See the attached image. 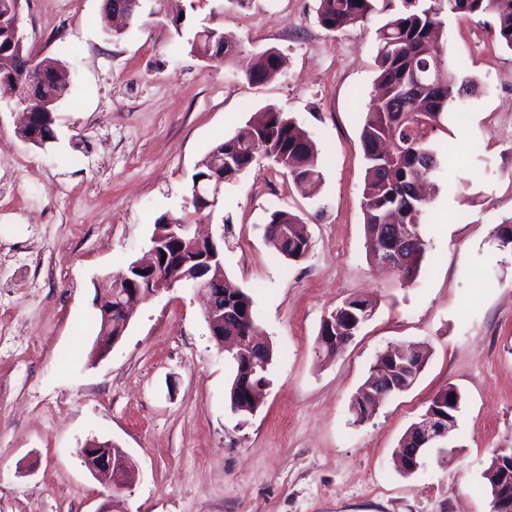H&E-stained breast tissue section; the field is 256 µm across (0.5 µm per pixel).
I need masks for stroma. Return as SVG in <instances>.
<instances>
[{
    "label": "stroma",
    "instance_id": "stroma-1",
    "mask_svg": "<svg viewBox=\"0 0 512 512\" xmlns=\"http://www.w3.org/2000/svg\"><path fill=\"white\" fill-rule=\"evenodd\" d=\"M181 3L182 32L144 18L113 38L102 0H22L26 47L61 60L71 86L42 149L0 101V512H96L104 487L78 455L93 439L135 465L125 512H492L483 472L492 449L512 448V252L496 240L512 218V51L483 18L446 21L441 58L479 92L442 121L454 150L407 282L369 259L361 205L382 16L330 32L319 0ZM206 27L233 39L234 58L191 51ZM270 47L284 68L249 84L247 63ZM269 105L315 141L318 193L261 160L225 183L214 212H195L198 163ZM280 207L307 222L301 259L265 239ZM163 216L224 227L226 276L275 349L254 412L230 410L232 368L180 288L141 303L111 352L89 358L97 285L143 256ZM351 296L374 314L325 357L321 324ZM400 342L427 346L425 369L355 422L358 388ZM450 385L456 458L403 475L401 436Z\"/></svg>",
    "mask_w": 512,
    "mask_h": 512
}]
</instances>
